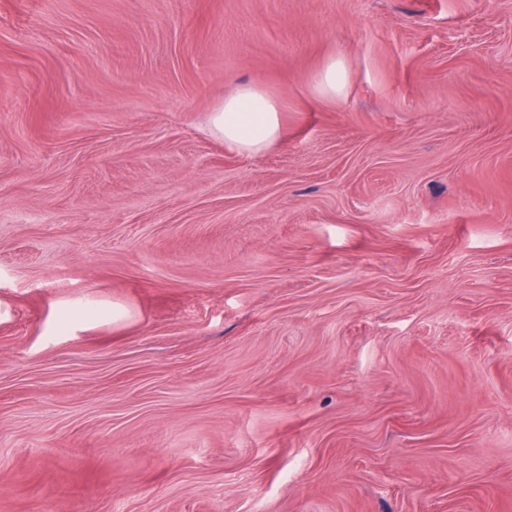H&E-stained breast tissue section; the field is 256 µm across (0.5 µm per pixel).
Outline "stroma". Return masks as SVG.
<instances>
[{"label":"stroma","mask_w":512,"mask_h":512,"mask_svg":"<svg viewBox=\"0 0 512 512\" xmlns=\"http://www.w3.org/2000/svg\"><path fill=\"white\" fill-rule=\"evenodd\" d=\"M0 512H512V0H0ZM344 80V71L336 60H330L324 66L317 82V91L321 95L335 96ZM205 131L239 152H261L281 137L279 104L264 89L237 83L209 112Z\"/></svg>","instance_id":"stroma-1"}]
</instances>
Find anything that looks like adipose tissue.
I'll return each mask as SVG.
<instances>
[{
	"label": "adipose tissue",
	"instance_id": "ef3b65f1",
	"mask_svg": "<svg viewBox=\"0 0 512 512\" xmlns=\"http://www.w3.org/2000/svg\"><path fill=\"white\" fill-rule=\"evenodd\" d=\"M205 130L240 152H261L281 137L279 104L256 85L235 84L209 112Z\"/></svg>",
	"mask_w": 512,
	"mask_h": 512
}]
</instances>
